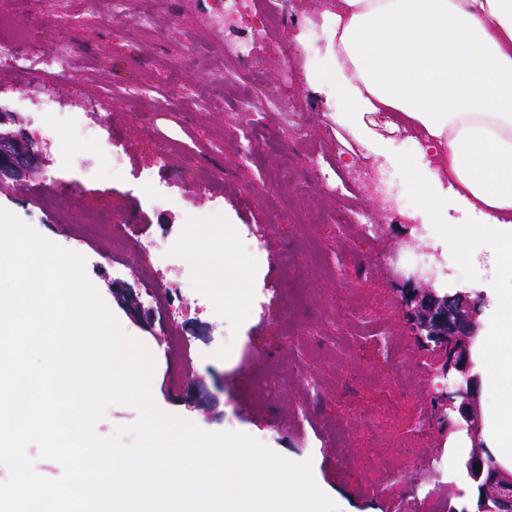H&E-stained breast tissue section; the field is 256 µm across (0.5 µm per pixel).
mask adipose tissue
<instances>
[{
	"instance_id": "ef3b65f1",
	"label": "adipose tissue",
	"mask_w": 512,
	"mask_h": 512,
	"mask_svg": "<svg viewBox=\"0 0 512 512\" xmlns=\"http://www.w3.org/2000/svg\"><path fill=\"white\" fill-rule=\"evenodd\" d=\"M326 79L344 124L375 150L376 123L433 152L454 195L483 216L492 274L483 283L489 334L480 353L506 408L485 441L512 469V0H336Z\"/></svg>"
}]
</instances>
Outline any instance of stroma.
Returning <instances> with one entry per match:
<instances>
[{
  "label": "stroma",
  "instance_id": "35a3bbf8",
  "mask_svg": "<svg viewBox=\"0 0 512 512\" xmlns=\"http://www.w3.org/2000/svg\"><path fill=\"white\" fill-rule=\"evenodd\" d=\"M218 5L170 0L160 10L155 0H127L116 20L112 0H0V41L21 32L45 53H66L60 68L0 72V113L44 149L55 130L69 135L57 160L24 188L0 189V207L85 256L89 280L122 329L154 358L152 390L161 410L206 431L248 434L290 460H311L340 512H406L401 487L375 491V477L344 468L339 454L368 447L370 425L401 449L410 418L431 411L441 391L429 356L413 343L400 361L388 360L363 327L364 358L349 367L317 339L336 335L339 293L365 297L370 325L402 321L404 272L390 259L410 239L426 255L437 288L478 295L482 273L458 243L469 240L471 251L484 254L486 240L470 233L480 217L450 200L447 223H433L417 181L452 194L448 180L435 175L434 157L420 155L403 133L375 155L340 126L335 88L316 81L328 66L322 15L336 0H243L240 31L261 27L268 9L304 24L277 26L273 38L255 45L252 63L229 64L230 86L218 77L227 65L211 17ZM148 12L154 24L141 26L137 19ZM178 56L184 63L176 68ZM286 78L295 91L291 123L273 110L256 123L244 117L239 94L264 104ZM92 103L103 111L89 113ZM162 142L169 148L164 156ZM406 157L414 158L416 172L402 166ZM374 173L406 198V218L392 220L364 190ZM326 174L358 186L353 204L381 224L376 239L316 223L339 204L322 182ZM278 204L288 210L283 227L269 221ZM84 208L110 211L128 236L154 239L159 250L144 258L133 248H114L111 237L84 232L78 222ZM114 280L139 288L144 306L158 316L170 309L150 295L167 292L178 322H135L113 298ZM292 285L308 291L304 307L290 302ZM173 330L184 336V349L168 346ZM272 363L288 375H313L316 396L294 389L265 399L253 383ZM349 370L364 383L344 397L336 386ZM176 371L179 388L171 383ZM193 382L204 392L194 406L183 391ZM444 449L457 462L471 451L458 434L438 430L399 463L415 479Z\"/></svg>",
  "mask_w": 512,
  "mask_h": 512
}]
</instances>
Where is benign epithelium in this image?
I'll list each match as a JSON object with an SVG mask.
<instances>
[{
	"label": "benign epithelium",
	"instance_id": "7a95c632",
	"mask_svg": "<svg viewBox=\"0 0 512 512\" xmlns=\"http://www.w3.org/2000/svg\"><path fill=\"white\" fill-rule=\"evenodd\" d=\"M43 153L34 143L0 131V187H19L41 170ZM435 277L417 269L402 290L403 314L420 347L433 357L435 373L448 381L450 390L438 397L448 410V430L466 432L471 447L467 467L475 490L466 512H512V474L502 470L486 452L481 432V376L474 371L472 346L477 336L481 297L465 292L445 295L434 287ZM115 298L135 318L144 313L141 293L112 286Z\"/></svg>",
	"mask_w": 512,
	"mask_h": 512
}]
</instances>
